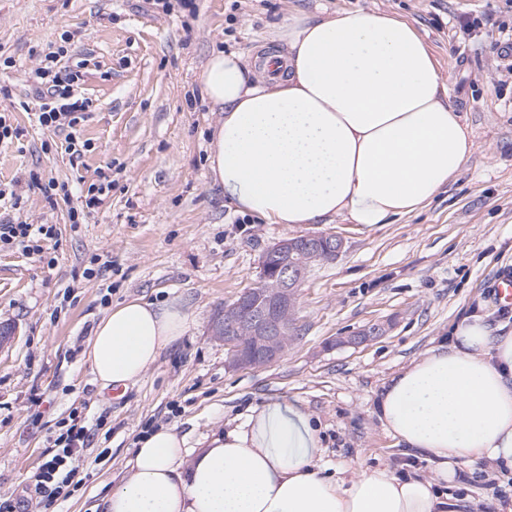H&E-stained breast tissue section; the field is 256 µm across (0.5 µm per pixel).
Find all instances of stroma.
I'll return each mask as SVG.
<instances>
[{
  "mask_svg": "<svg viewBox=\"0 0 512 512\" xmlns=\"http://www.w3.org/2000/svg\"><path fill=\"white\" fill-rule=\"evenodd\" d=\"M163 13L149 0H0V113L21 134L0 145V186H17L30 224L56 225L41 254L0 251V501H16L53 455L48 438L73 408L101 419L66 499L41 512H94L131 472L147 430L172 427L188 447L240 424L271 399L299 403L318 421L331 471L387 465L416 471L465 499L466 512H499L512 500V470L480 469L463 482L383 429L374 412L382 385L453 327L482 309L491 329L512 331V306L493 299L512 273V0H194ZM375 8L401 16L426 41L474 142L463 170L424 208L389 224H269L242 215L213 183L208 146L222 115L200 75L212 51L251 56L271 43L288 14ZM67 45L63 65L86 61L92 101L81 127L90 152L72 156L63 134L42 129L30 75L43 52ZM109 170L112 191L86 223L64 201L28 187L30 174L71 192ZM320 231L342 253L311 267L298 290L296 337L260 368L231 369L212 322L256 283L274 242ZM105 262L87 278L91 256ZM141 298L178 299L191 315L179 344L136 382L110 395L85 351L110 307ZM364 344L343 337L372 325Z\"/></svg>",
  "mask_w": 512,
  "mask_h": 512,
  "instance_id": "1",
  "label": "stroma"
}]
</instances>
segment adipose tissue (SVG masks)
<instances>
[{
	"label": "adipose tissue",
	"mask_w": 512,
	"mask_h": 512,
	"mask_svg": "<svg viewBox=\"0 0 512 512\" xmlns=\"http://www.w3.org/2000/svg\"><path fill=\"white\" fill-rule=\"evenodd\" d=\"M282 49L254 62L216 51L200 80L223 112L211 177L239 211L271 224L374 226L413 213L474 151L424 39L377 9L289 14ZM190 325L176 301L130 299L100 320L86 351L102 386L139 380ZM383 428L438 466L512 467V333L482 314L393 375L376 401ZM317 429L301 406L271 400L190 453L161 428L141 437L133 472L104 512H463L461 498L415 474L323 472Z\"/></svg>",
	"instance_id": "obj_1"
}]
</instances>
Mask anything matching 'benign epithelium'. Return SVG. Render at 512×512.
I'll return each mask as SVG.
<instances>
[{"label":"benign epithelium","instance_id":"obj_1","mask_svg":"<svg viewBox=\"0 0 512 512\" xmlns=\"http://www.w3.org/2000/svg\"><path fill=\"white\" fill-rule=\"evenodd\" d=\"M342 248L337 235L308 233L281 239L264 251L260 282L224 305L212 323L214 338L227 350L228 367L259 368L288 352L295 335L290 315L298 288L313 264L335 259ZM383 332L384 327L374 325L347 337L345 343L360 345Z\"/></svg>","mask_w":512,"mask_h":512}]
</instances>
